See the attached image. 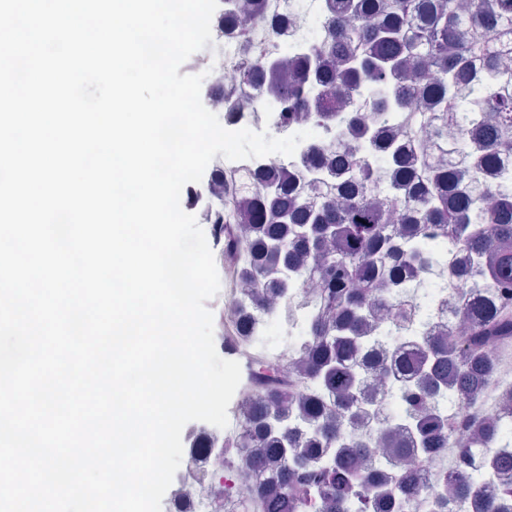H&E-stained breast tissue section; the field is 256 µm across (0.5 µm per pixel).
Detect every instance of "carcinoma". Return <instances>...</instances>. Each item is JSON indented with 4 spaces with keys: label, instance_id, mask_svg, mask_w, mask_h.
Here are the masks:
<instances>
[{
    "label": "carcinoma",
    "instance_id": "cac0c4a2",
    "mask_svg": "<svg viewBox=\"0 0 512 512\" xmlns=\"http://www.w3.org/2000/svg\"><path fill=\"white\" fill-rule=\"evenodd\" d=\"M229 32L247 39L257 21L248 0L222 16ZM274 77L271 90L280 103L281 127L306 116L323 126L345 123L362 129V152H381L368 161L355 156L363 191L341 193L308 205L270 184L251 206L256 223H235L241 201H228L212 215L219 227L224 260L252 283L251 298L268 311L282 295L280 276L294 275L305 287V273L316 269L321 288L302 303L313 316L291 355L299 357L305 382L322 395L301 401L297 415L285 408L297 400L298 384L267 374L256 357L260 386L255 412L243 431L224 441L226 448H253L267 436L281 455L286 474L274 488H249L248 502L265 503L266 512L293 508L310 496L329 512H364L358 501V473L379 467L400 474L387 500L392 506L411 496L431 500L434 512H465L479 497V479H439L429 485L404 467L419 449L448 451L460 427L468 437L459 447L460 465L473 468L487 484L512 494V410L448 418L451 403L473 406L484 387L499 375L487 343L512 340V171L496 183L484 168L512 150V0H338L327 39L307 54L268 59L259 54L242 66ZM402 83L393 106L379 107L385 119L393 108L416 114L419 132L412 158L403 156L399 133L385 142L369 135L363 117L332 110L369 86ZM448 154L447 166L435 154ZM464 251L470 263L459 272L467 288L457 296L466 333L433 332L435 301L448 294V256ZM421 345L409 374L387 380V372L367 367L362 356L403 336ZM386 380L388 399L401 405L407 440L381 438L382 453L344 430L358 418L359 393L370 378ZM341 449V457L315 464L312 446ZM503 450L481 463L484 449Z\"/></svg>",
    "mask_w": 512,
    "mask_h": 512
}]
</instances>
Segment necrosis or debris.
Instances as JSON below:
<instances>
[{
    "instance_id": "4bbe7bcc",
    "label": "necrosis or debris",
    "mask_w": 512,
    "mask_h": 512,
    "mask_svg": "<svg viewBox=\"0 0 512 512\" xmlns=\"http://www.w3.org/2000/svg\"><path fill=\"white\" fill-rule=\"evenodd\" d=\"M255 13L262 18L282 16L283 22L277 34H269L266 28L254 31L253 42L246 43L225 34L219 19H212L213 42L197 55L191 63L193 69L207 72L214 92L210 109L224 115V126L228 129L246 127L253 131L276 129L278 114L276 103L265 92V83H247L245 88L226 94V76L251 56L254 48H262L274 55L284 48L293 54H305L314 43L322 40L330 13V0H304L302 7L284 10L283 0H252ZM311 131V138L303 140L290 156L271 154L260 158L240 161L219 159L216 178L207 185V201L201 207V218H209L213 210L222 208L232 192L239 190L241 180L248 173L260 172L267 179L285 181L292 194L309 202H317L335 195L338 188L352 184L347 172L336 169L338 160L344 159L358 147L360 138L356 130L340 123L327 130L310 122L289 125L288 134ZM300 298L295 289L283 291L280 305L271 312L256 313L248 301V290L241 282H233L232 294L224 302V308L215 322V345H223L225 335L256 337L266 347L265 359L275 365L276 372L289 370L279 347L293 342L298 322L308 320V312L299 310ZM237 361L241 367V381L235 392V400L228 412V425L219 428L205 423L186 433L183 441L182 462L176 475L177 491L165 508L176 512L178 503H186L187 512H223V501L214 499L205 474L223 473L226 483L239 486L236 474L224 470L226 458L235 456V449L225 447L224 439L238 432L247 416L254 411V401L259 387L252 375L254 357L248 346H241Z\"/></svg>"
}]
</instances>
